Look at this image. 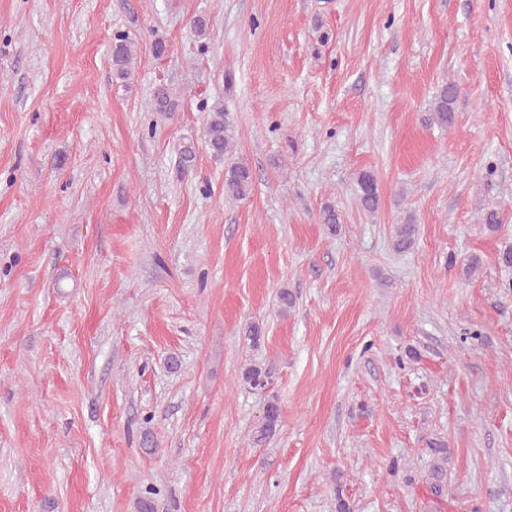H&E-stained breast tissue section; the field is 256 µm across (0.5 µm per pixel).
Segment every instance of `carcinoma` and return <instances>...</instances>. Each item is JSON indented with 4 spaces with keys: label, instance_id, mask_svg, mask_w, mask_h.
<instances>
[{
    "label": "carcinoma",
    "instance_id": "carcinoma-1",
    "mask_svg": "<svg viewBox=\"0 0 512 512\" xmlns=\"http://www.w3.org/2000/svg\"><path fill=\"white\" fill-rule=\"evenodd\" d=\"M134 42L126 33H119L112 41V78L117 83L128 84L132 76V60ZM459 95L457 84L445 82L437 90L431 100L427 124L443 130L455 125V103ZM152 107L156 112H172L176 107V99L172 89L161 86L153 96ZM238 126L231 113L224 110V104L217 102L211 106L205 116L203 127V144L211 157L225 164L224 197L230 200H242L250 195L253 188L252 172L249 164L237 156ZM357 202L361 211L372 215L378 211L380 196L376 178L369 172L358 176ZM322 223L330 231H336L341 224V215L330 203L321 210ZM418 235V225L412 218L395 227L393 245L400 252L413 247ZM241 381L250 389L264 394L262 417L252 435L253 443L259 444L273 436L280 426V406L278 398L265 393L270 385L269 373L260 363L248 364L241 373ZM430 490L441 497L448 491V443L441 439L429 442ZM158 490L149 486L134 502L135 512H154V496Z\"/></svg>",
    "mask_w": 512,
    "mask_h": 512
}]
</instances>
